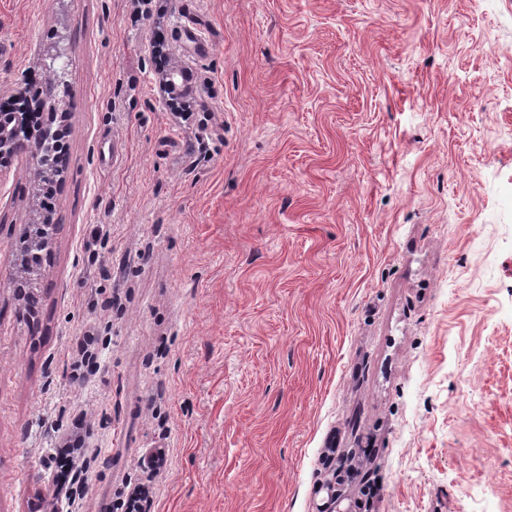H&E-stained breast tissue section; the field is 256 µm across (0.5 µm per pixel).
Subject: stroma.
<instances>
[{
    "label": "stroma",
    "mask_w": 512,
    "mask_h": 512,
    "mask_svg": "<svg viewBox=\"0 0 512 512\" xmlns=\"http://www.w3.org/2000/svg\"><path fill=\"white\" fill-rule=\"evenodd\" d=\"M55 43L53 212L0 162V512H315L337 468L346 512H512V0H0L1 101ZM188 74L186 68L173 66L161 77L160 86L164 92L170 91L171 94H173V90L176 92L192 91L190 85L186 82Z\"/></svg>",
    "instance_id": "obj_1"
}]
</instances>
